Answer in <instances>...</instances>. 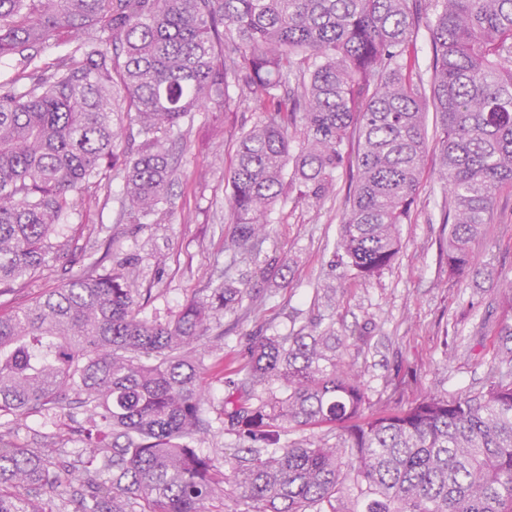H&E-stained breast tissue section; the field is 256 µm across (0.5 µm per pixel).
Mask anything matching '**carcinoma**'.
Returning <instances> with one entry per match:
<instances>
[{
    "instance_id": "1",
    "label": "carcinoma",
    "mask_w": 512,
    "mask_h": 512,
    "mask_svg": "<svg viewBox=\"0 0 512 512\" xmlns=\"http://www.w3.org/2000/svg\"><path fill=\"white\" fill-rule=\"evenodd\" d=\"M66 33L80 34L73 50L38 65ZM3 57L18 75L0 83V288L45 265L125 132L139 138L125 212L159 214L166 142L207 101L228 112L262 100L227 178L233 258H260L286 173L319 199L347 166L335 257L355 279L381 276L412 221L430 110L449 271L475 267L472 242L512 189V0H0ZM123 266L0 315V427L75 405L86 415L81 448L0 442V512H36L44 493L57 512H512L511 326L481 391L390 411L372 410L332 325L254 336L211 418L196 344L214 315L257 306L252 275L224 274L207 301L160 322L142 316L146 293ZM214 422L243 455L196 448ZM297 429L313 434L282 441Z\"/></svg>"
}]
</instances>
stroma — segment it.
<instances>
[{
  "label": "stroma",
  "instance_id": "stroma-1",
  "mask_svg": "<svg viewBox=\"0 0 512 512\" xmlns=\"http://www.w3.org/2000/svg\"><path fill=\"white\" fill-rule=\"evenodd\" d=\"M262 107L251 98L231 112L204 104L181 128L178 174L159 217L134 224L123 215L122 168L83 192L84 202L61 221L53 241L60 250L26 283L0 294V313L32 303L97 264L125 259L127 272L152 291L147 316L169 320L191 298L206 299L224 283V235L231 231L225 202L226 175L241 128ZM439 153L429 148L412 223L403 225V248L377 279L345 277L333 261L349 180L336 173V192L300 197L295 184L269 216L268 256L277 265L261 283L254 311L218 315L214 331L222 346L210 352L203 384L222 401L225 369L237 366L251 336H285L315 318L334 324L337 335L362 332L348 358L361 371L374 409L407 405L424 394L453 397L485 385L498 352L501 329L512 325V308L499 290L512 280V192L501 193V221L482 225L472 248L480 272L449 275L442 254V190ZM82 424L79 416L53 420L29 416L4 439L25 448H57Z\"/></svg>",
  "mask_w": 512,
  "mask_h": 512
}]
</instances>
